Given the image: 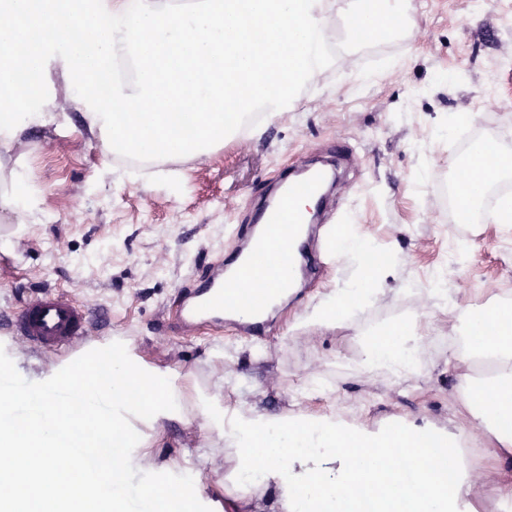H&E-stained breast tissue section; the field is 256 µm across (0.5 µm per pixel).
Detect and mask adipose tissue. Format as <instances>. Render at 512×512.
<instances>
[{"label":"adipose tissue","mask_w":512,"mask_h":512,"mask_svg":"<svg viewBox=\"0 0 512 512\" xmlns=\"http://www.w3.org/2000/svg\"><path fill=\"white\" fill-rule=\"evenodd\" d=\"M333 12L347 19L353 44L362 40L360 26L385 39L411 23L404 0H79L75 9L67 0H40L36 8L31 0H0V14L28 21L0 26V84L28 76L0 112V212L20 217L29 210V177L11 165L10 153L29 129L55 124L47 101L56 87L106 154L200 159L234 133L225 106L270 122L292 111L299 91L331 64L326 18ZM35 26L57 33L32 42ZM74 27L88 41L73 38ZM22 42L26 50L13 52ZM56 73L62 85H55ZM369 247L365 235L344 228L338 255L356 264L355 278L308 306L293 327L354 328L358 374L390 382L420 376L428 363L421 316L355 325L389 269L364 264ZM433 296L457 330L448 364L458 377V405L447 425L402 418L371 424L351 410L307 405L270 416L245 405L227 408L218 391L183 406L184 420L201 421L234 460L224 476V512H253L269 494L277 512H360L361 486L373 491V512H487V485L499 500H512V301L460 303L441 279ZM486 311L502 331L480 329ZM424 451L422 466L417 457Z\"/></svg>","instance_id":"ef3b65f1"}]
</instances>
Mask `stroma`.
Listing matches in <instances>:
<instances>
[{
    "instance_id": "35a3bbf8",
    "label": "stroma",
    "mask_w": 512,
    "mask_h": 512,
    "mask_svg": "<svg viewBox=\"0 0 512 512\" xmlns=\"http://www.w3.org/2000/svg\"><path fill=\"white\" fill-rule=\"evenodd\" d=\"M412 25L401 37L347 45L346 21L331 14L335 58L296 109L238 136L202 160L129 162L105 154L63 91L48 109L56 125L35 130L12 152L31 178L35 205L23 220L0 216V321L52 289L104 309L102 329L85 350L129 341L148 364L188 386L223 388L228 405L279 415L303 407L301 389L320 377L331 392L319 410L362 408L369 421L426 415L451 419L457 376L448 369L454 321L428 294L445 275L454 297L484 305L512 296V226L460 224L448 211V178L466 154L441 127L470 116L473 138L493 133L512 154V0H409ZM371 75L362 83L361 75ZM346 146L344 174L329 221L354 218L393 263L363 327L426 314L429 372L389 384L352 369L360 345L340 327L312 337L290 330L295 314L342 286L354 266L326 262L270 314L267 335L202 325L174 332L182 292L235 249L234 227L295 164ZM413 280L416 293L400 287ZM0 347L26 379L66 364L68 353L29 352L0 329ZM146 436L158 465L197 473L204 496L219 500L228 467L223 450L206 456L201 423L167 420Z\"/></svg>"
}]
</instances>
